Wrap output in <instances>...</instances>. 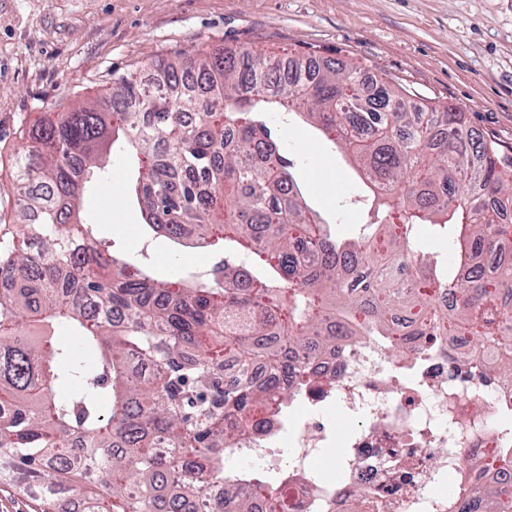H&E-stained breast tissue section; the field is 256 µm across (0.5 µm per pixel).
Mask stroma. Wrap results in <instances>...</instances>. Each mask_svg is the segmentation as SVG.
<instances>
[{"label":"stroma","instance_id":"obj_1","mask_svg":"<svg viewBox=\"0 0 512 512\" xmlns=\"http://www.w3.org/2000/svg\"><path fill=\"white\" fill-rule=\"evenodd\" d=\"M225 45L366 65L416 101L463 108L473 129L512 146V0H0V233L16 209L14 160L42 113L104 93L112 72ZM280 135L308 206L332 234H356L367 221L360 171L306 118ZM108 167L83 200L100 235L161 278L204 266L205 253L146 227L127 190L134 159Z\"/></svg>","mask_w":512,"mask_h":512}]
</instances>
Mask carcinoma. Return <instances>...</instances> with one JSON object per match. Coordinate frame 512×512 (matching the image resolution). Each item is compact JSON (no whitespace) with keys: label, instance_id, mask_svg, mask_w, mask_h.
<instances>
[{"label":"carcinoma","instance_id":"carcinoma-1","mask_svg":"<svg viewBox=\"0 0 512 512\" xmlns=\"http://www.w3.org/2000/svg\"><path fill=\"white\" fill-rule=\"evenodd\" d=\"M271 112L312 119L362 170L374 219L357 240L307 206ZM130 148L150 227L224 259L159 280L99 236L82 200ZM12 177L0 483L41 512H251L253 498L295 512L286 476L253 471L242 497L224 449L286 427L339 336L473 337L512 374V147L457 107L408 106L363 65L229 46L157 57L33 124ZM420 224L453 230L449 258L411 248ZM473 493L512 512L511 476Z\"/></svg>","mask_w":512,"mask_h":512}]
</instances>
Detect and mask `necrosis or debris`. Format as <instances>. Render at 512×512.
I'll return each mask as SVG.
<instances>
[{
  "label": "necrosis or debris",
  "mask_w": 512,
  "mask_h": 512,
  "mask_svg": "<svg viewBox=\"0 0 512 512\" xmlns=\"http://www.w3.org/2000/svg\"><path fill=\"white\" fill-rule=\"evenodd\" d=\"M439 354L417 342L408 356L374 337L345 336L326 362L324 395L310 406H335L351 428L336 481L313 476L310 463L327 447L332 431L318 417L298 421L289 474L300 512H447L436 496L442 476L453 488L471 489L489 455L499 473H512V435L488 427L512 415V378L488 376L481 350L469 343L439 341Z\"/></svg>",
  "instance_id": "obj_1"
}]
</instances>
